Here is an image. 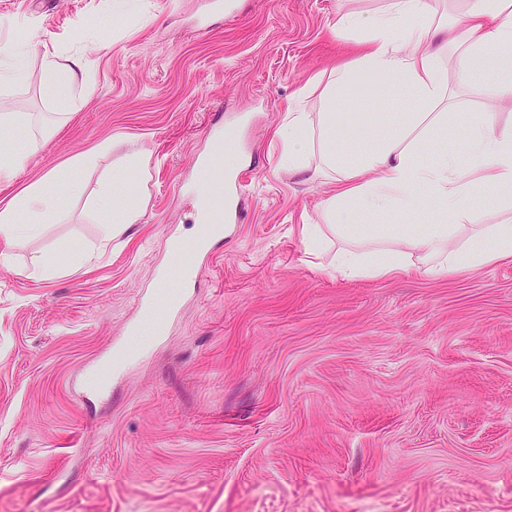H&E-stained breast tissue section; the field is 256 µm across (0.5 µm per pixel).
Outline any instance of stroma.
Here are the masks:
<instances>
[{"instance_id": "obj_1", "label": "stroma", "mask_w": 512, "mask_h": 512, "mask_svg": "<svg viewBox=\"0 0 512 512\" xmlns=\"http://www.w3.org/2000/svg\"><path fill=\"white\" fill-rule=\"evenodd\" d=\"M389 0H0V46L30 28L86 80L0 203L48 170L83 195L0 265V512H512V262L445 279H344L306 255L332 186L288 170L276 130L359 55L338 15ZM110 49H101V41ZM42 56L0 113L54 111ZM488 103L447 111L456 134L422 160L469 154ZM237 144L243 220L180 283L165 335L127 330L193 240L215 141ZM86 153L95 167L78 165ZM148 158L144 215L104 241L88 196ZM69 244L60 272L34 261ZM113 363L98 391V372Z\"/></svg>"}]
</instances>
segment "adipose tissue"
<instances>
[{
  "label": "adipose tissue",
  "mask_w": 512,
  "mask_h": 512,
  "mask_svg": "<svg viewBox=\"0 0 512 512\" xmlns=\"http://www.w3.org/2000/svg\"><path fill=\"white\" fill-rule=\"evenodd\" d=\"M367 25L370 35L361 55L337 67L322 96L335 103L355 93L354 77L373 75L378 85L399 80L400 90L418 101L402 128L369 127L364 148L346 158L336 152V115L290 109L279 130L283 160L302 170L317 157L323 171L336 182L324 206L340 242L331 266L345 278H389L417 272L434 279L502 262H512V224H475L469 200L477 185L512 192V126L502 128L494 114H481L468 130L470 152L462 161L444 155L429 163L413 162L429 133L448 136L436 108L453 99L443 57L455 59L459 84L480 83L488 102L512 105V0H448L447 18H439L432 0H390L385 10L366 17L340 15L337 28ZM80 60L43 57V84L48 97L71 98L81 72ZM147 163L131 158L124 179L103 182L93 201L102 234L112 239L143 215V175ZM47 172L24 194L0 206V263L12 255L9 244L39 236L48 219L61 214L65 197L80 194L79 183H57ZM432 204L443 216L439 224H359V214L375 215L398 207L416 211Z\"/></svg>",
  "instance_id": "ef3b65f1"
}]
</instances>
